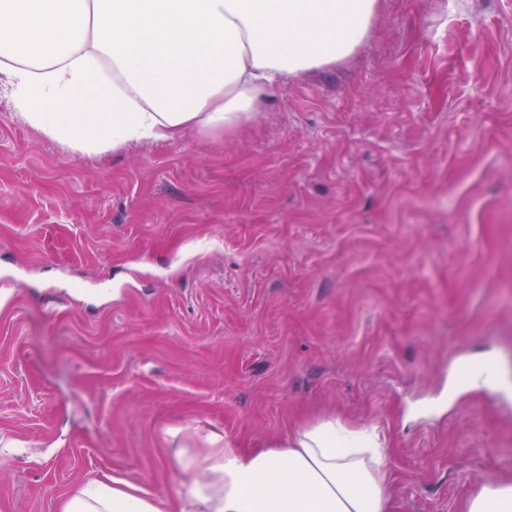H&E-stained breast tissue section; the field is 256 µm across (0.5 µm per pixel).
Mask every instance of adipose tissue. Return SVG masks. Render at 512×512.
I'll list each match as a JSON object with an SVG mask.
<instances>
[{
    "mask_svg": "<svg viewBox=\"0 0 512 512\" xmlns=\"http://www.w3.org/2000/svg\"><path fill=\"white\" fill-rule=\"evenodd\" d=\"M380 0H0V93L14 119L83 154L186 132L221 133L291 77L335 66L368 36ZM178 453V512H387L377 424L321 418L244 450L209 430ZM60 512H164L121 479L92 481ZM463 512H512V480Z\"/></svg>",
    "mask_w": 512,
    "mask_h": 512,
    "instance_id": "obj_1",
    "label": "adipose tissue"
}]
</instances>
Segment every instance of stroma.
<instances>
[{
	"label": "stroma",
	"mask_w": 512,
	"mask_h": 512,
	"mask_svg": "<svg viewBox=\"0 0 512 512\" xmlns=\"http://www.w3.org/2000/svg\"><path fill=\"white\" fill-rule=\"evenodd\" d=\"M512 0H382L220 136L84 156L0 99V512L175 496L178 430L388 434L390 512L512 477ZM162 503L144 495L140 487L113 478L112 485L95 480L80 487L60 512H164Z\"/></svg>",
	"instance_id": "stroma-1"
}]
</instances>
